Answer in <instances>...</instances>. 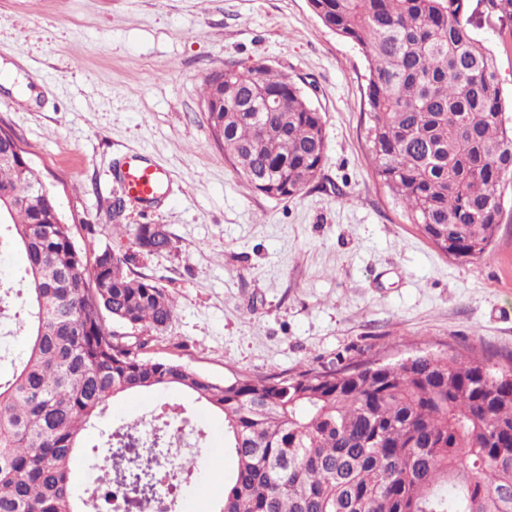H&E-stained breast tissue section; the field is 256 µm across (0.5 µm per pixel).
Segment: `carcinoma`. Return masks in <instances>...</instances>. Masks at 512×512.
I'll return each instance as SVG.
<instances>
[{
    "mask_svg": "<svg viewBox=\"0 0 512 512\" xmlns=\"http://www.w3.org/2000/svg\"><path fill=\"white\" fill-rule=\"evenodd\" d=\"M356 44L369 75L373 175L409 223L460 262L480 258L500 224L512 179V126L478 15L512 22V0H308ZM201 95L215 142L257 192L298 196L325 158L321 113L288 76L263 65L208 76ZM0 128V246L21 254L25 349L0 378V512H81L73 466L85 435L122 394L176 388L224 417L237 461L214 512H512V362L420 350L396 362L301 368L276 379L222 383L143 357L147 334L174 303L124 270L112 248L76 245L79 228L13 154ZM142 251L171 247L141 224ZM115 321L135 332L112 329ZM179 428L161 406L155 426L108 434L127 479L165 459Z\"/></svg>",
    "mask_w": 512,
    "mask_h": 512,
    "instance_id": "cac0c4a2",
    "label": "carcinoma"
}]
</instances>
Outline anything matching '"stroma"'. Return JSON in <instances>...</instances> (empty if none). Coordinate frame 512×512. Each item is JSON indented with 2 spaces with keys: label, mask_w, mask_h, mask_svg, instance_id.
I'll return each instance as SVG.
<instances>
[{
  "label": "stroma",
  "mask_w": 512,
  "mask_h": 512,
  "mask_svg": "<svg viewBox=\"0 0 512 512\" xmlns=\"http://www.w3.org/2000/svg\"><path fill=\"white\" fill-rule=\"evenodd\" d=\"M494 54L512 123V27L477 18ZM0 62L34 98L0 84L11 131L72 224L128 259L174 300L146 358L221 381L302 367L390 361L420 349L512 353V183L488 257L438 251L373 177L365 137L367 62L312 14L308 0H0ZM264 65L287 74L325 123L319 176L298 197L258 193L212 138L205 77ZM139 153L166 170L167 197L130 200L115 176ZM172 240L161 253L133 243L138 225ZM187 420L179 453L194 461L178 489L186 512H213L231 476L224 423L175 389L114 399L86 446L161 404Z\"/></svg>",
  "instance_id": "1"
}]
</instances>
